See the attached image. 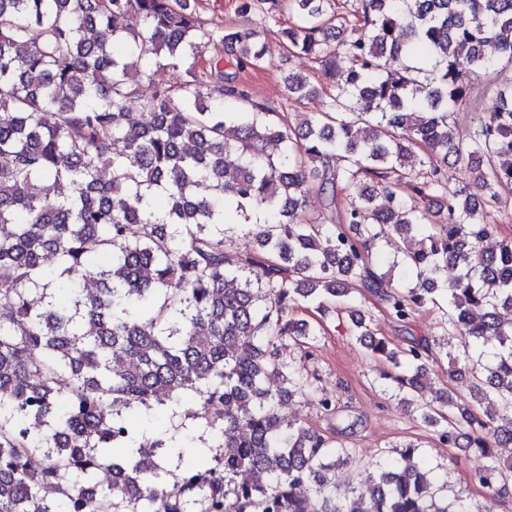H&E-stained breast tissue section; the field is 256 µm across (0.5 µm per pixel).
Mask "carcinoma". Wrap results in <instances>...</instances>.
Masks as SVG:
<instances>
[{
    "label": "carcinoma",
    "mask_w": 512,
    "mask_h": 512,
    "mask_svg": "<svg viewBox=\"0 0 512 512\" xmlns=\"http://www.w3.org/2000/svg\"><path fill=\"white\" fill-rule=\"evenodd\" d=\"M196 6L0 0V512H468L414 445L412 464L377 461L364 493L336 501L348 449L280 413L297 395L336 410L307 367L324 325L294 312L327 316L363 292L402 322L443 311L454 353L394 349L362 316L348 334L442 445L490 459L471 479L499 498L512 413L478 416L424 379L444 357L512 406V322L497 316L512 307V238L484 218L512 190V85L489 107L476 93L496 61L485 47L512 63V0H354L347 15L336 0H238L245 16H288L287 48L325 62L329 101L294 126L219 63L197 70L215 40L239 47V69L271 59L255 28L218 32ZM129 52L185 78L145 93ZM394 55L409 63L391 74ZM284 85L296 101L319 94L299 73ZM460 110L484 113L466 144L448 122ZM450 163L484 201L448 188ZM314 183L328 208L347 193L338 223L307 217ZM237 217L266 259L228 254ZM390 233L412 288L373 262ZM190 394L220 453L165 483L166 440L133 446L137 418Z\"/></svg>",
    "instance_id": "carcinoma-1"
}]
</instances>
